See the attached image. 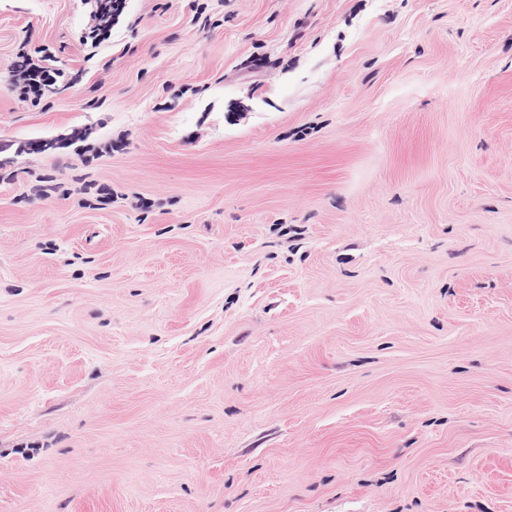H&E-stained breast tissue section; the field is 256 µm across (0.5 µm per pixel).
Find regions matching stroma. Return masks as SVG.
Returning a JSON list of instances; mask_svg holds the SVG:
<instances>
[{
  "instance_id": "obj_1",
  "label": "stroma",
  "mask_w": 512,
  "mask_h": 512,
  "mask_svg": "<svg viewBox=\"0 0 512 512\" xmlns=\"http://www.w3.org/2000/svg\"><path fill=\"white\" fill-rule=\"evenodd\" d=\"M93 24L0 0V512H512V0ZM12 67L13 83L20 89L21 95L31 100L40 99L47 87L57 83L58 73L42 63L43 60L35 62L28 53L21 54Z\"/></svg>"
}]
</instances>
